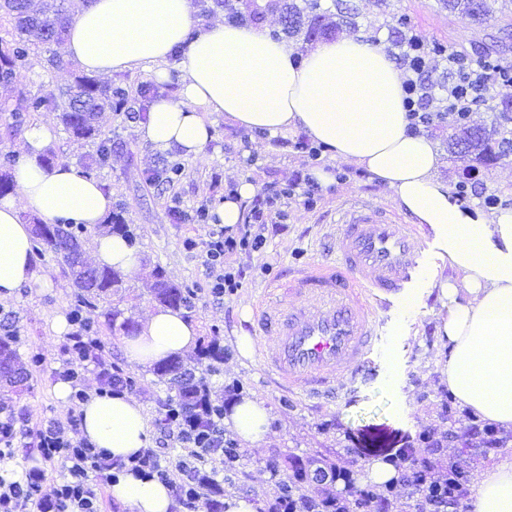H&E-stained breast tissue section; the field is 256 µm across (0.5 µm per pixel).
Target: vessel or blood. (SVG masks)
Instances as JSON below:
<instances>
[{"mask_svg": "<svg viewBox=\"0 0 512 512\" xmlns=\"http://www.w3.org/2000/svg\"><path fill=\"white\" fill-rule=\"evenodd\" d=\"M332 261L287 270V286L259 304L255 355L281 390L325 398L362 378L379 349L387 314L415 288L425 245L410 224L360 200L337 210Z\"/></svg>", "mask_w": 512, "mask_h": 512, "instance_id": "vessel-or-blood-1", "label": "vessel or blood"}]
</instances>
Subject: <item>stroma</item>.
I'll use <instances>...</instances> for the list:
<instances>
[{"label":"stroma","instance_id":"stroma-1","mask_svg":"<svg viewBox=\"0 0 512 512\" xmlns=\"http://www.w3.org/2000/svg\"><path fill=\"white\" fill-rule=\"evenodd\" d=\"M345 2L352 17L348 23L340 22L333 0H321L317 21L320 39L365 34L390 52L402 33L411 28L422 35L425 48L451 45L471 57L512 62V49L499 42L501 21L469 23L449 13L441 0ZM388 17L393 18V26H385ZM182 55V48L172 49L165 64L169 78L164 82L156 81L148 67L116 72L103 79L105 85L125 88L135 101V116L118 112L103 116L100 127L112 139V155L97 179L113 203L123 206L126 221L136 235L134 251L140 262L138 273L127 277L123 296L109 297L107 303L119 305L126 315L141 320L146 310L156 305L150 292L152 271L162 268L169 280L195 291L192 319L200 337L215 331L224 345L223 364L206 375L212 396L225 399L227 385L235 384L239 396L257 398L269 408L266 444L243 448L237 474L221 482L224 496H243L259 507H267L279 495L281 477L287 474L292 457L303 462L320 458L337 461L348 448L374 451L411 442L417 458H427L423 435L430 431L439 437L448 433L445 403L449 394L441 373L448 358V341L437 333L436 301L427 285L416 290L423 298V307L411 309L402 304L390 311L384 327L386 343L375 359L373 375L328 401L282 392L258 361L241 359L235 345L236 334L247 325L245 313L252 311L270 283L284 271L324 256L336 209L342 202L358 197L382 205L390 217L406 224L411 223V216L398 209L385 186L333 159L330 152H323L322 169L348 171V178L321 186L315 209L290 204L287 223L266 228L263 255H231L229 265L244 271L243 285L235 293L214 297L202 265L209 227L196 222L197 209L214 210L243 181L258 189L286 181L304 170L306 159L292 148L275 144L272 136L231 126L223 115L214 113L207 118L213 138L204 149V160L182 159L181 177L167 182L164 163L181 159L179 151L156 150L138 136L137 129L143 122V112L149 111L155 98L176 96ZM48 57V52L38 51L32 57L31 68L15 83L0 85V106L14 103L23 91L56 93L73 85L79 67L70 60L52 67ZM46 117L55 122V138L49 145L55 164L76 169L95 154L96 141L68 135L58 122V112L38 113L34 119L39 122ZM471 185L467 202L474 208L485 209L484 199L490 194L512 199V155L480 169ZM34 262L37 274L49 278L51 287L29 284L14 297L0 300V333L9 330L15 334L17 367L28 378L23 390L0 388V406L12 409L22 434L10 460L20 474L43 464L37 433L47 421L65 418L70 408L53 391L67 356L66 338L55 334L51 322L56 314H70L75 289L68 267L52 250H44ZM99 340L106 360L134 381L130 394L149 415L150 448L158 454L161 465L171 467L185 459L183 448L167 440L159 424L168 395L166 384L151 367L129 362L122 332L103 329ZM46 467L42 491L49 494L68 480L69 473L61 461Z\"/></svg>","mask_w":512,"mask_h":512}]
</instances>
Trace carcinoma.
Instances as JSON below:
<instances>
[{"instance_id": "cac0c4a2", "label": "carcinoma", "mask_w": 512, "mask_h": 512, "mask_svg": "<svg viewBox=\"0 0 512 512\" xmlns=\"http://www.w3.org/2000/svg\"><path fill=\"white\" fill-rule=\"evenodd\" d=\"M448 10L475 23L496 19V13L512 12V0H444ZM11 25L14 34L12 40L5 44L0 39V82L10 84L18 73L30 65V55L39 46L54 47L50 62H63V33L68 24L64 0H3L0 3V25ZM46 110H57L65 130L77 139H99L101 130L98 126L99 114L111 112H131L134 110L132 100L119 87L102 85L97 79L81 75L69 90L55 96L32 95L22 93L13 106L3 105L1 112H11L24 123L26 117ZM448 135V152L470 162L490 167L501 154L498 146L508 140L507 132L496 126L491 129H474L464 123L450 125ZM111 147L108 141L100 139L96 155L82 163V174L91 176L108 162ZM113 232L124 237L128 246L135 244L136 235L129 225L124 223L122 212L108 217ZM87 231L84 225L62 219L54 226V233L44 237L38 226H33V239L37 244H45L59 254L65 264H70V257L79 248V237ZM75 293V313L96 310L99 302L110 296L122 293L125 288V274L109 267H87L70 270ZM152 295L161 305L184 309L191 313L194 308L189 292L169 281L161 270L153 274ZM104 324L113 330L128 334L135 333V321L124 316L116 307L102 313ZM15 336H0V382L12 387L16 384L12 372L16 367L17 353L13 348ZM198 361L206 364L205 371L215 370V364L224 361V347L216 337H211L198 350ZM153 373L167 381L170 395L167 407H175L187 415H196L197 434L201 435L210 428L211 419L217 410L211 399L210 390L204 377L183 369L180 361L171 359L155 365ZM287 480L288 502L292 503L305 493L312 491L314 482L309 477V466L296 458L289 460ZM332 474V480L338 481L346 488H351L362 501L379 497L368 487L355 484L352 474L334 462L324 464L318 476Z\"/></svg>"}]
</instances>
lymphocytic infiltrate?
Instances as JSON below:
<instances>
[{
    "label": "lymphocytic infiltrate",
    "mask_w": 512,
    "mask_h": 512,
    "mask_svg": "<svg viewBox=\"0 0 512 512\" xmlns=\"http://www.w3.org/2000/svg\"><path fill=\"white\" fill-rule=\"evenodd\" d=\"M423 40L417 33H405L398 43L397 60L403 70V104L410 130L425 134L450 122L468 119L474 104L485 96L491 87L512 83V63L461 56L453 47H439L433 56H425ZM446 65L454 78L447 84H435L429 78L430 71ZM318 188L310 174L296 173L282 183L266 185L250 218L239 225L237 234H226L224 229L210 230L204 265L211 280V290L216 297L237 290L242 273L227 266V258L236 252L249 254L261 252L266 244L264 230L267 225L282 219L283 205L299 202L310 205ZM65 352L70 360L93 363L97 369L98 395L109 396L123 392L124 385L100 354L91 350L81 330H73L67 336ZM76 414H68L66 420H52L38 432V448L45 462L63 460L70 478L56 487L52 494L42 492L45 474L38 467L25 471L20 480L5 482L0 479V512H97V492L89 481L90 474H108L143 471L169 484L175 497L188 512H211L214 496L219 489L202 466L213 460L219 451L231 447L225 439L222 424H214L206 443L193 438L191 421L179 410L166 411L162 420L163 430L177 439L188 456L197 460L195 468L177 466L170 470L161 467L155 452L145 451L129 462H114L104 451L92 446L87 440L74 441L65 438L66 426L75 425ZM391 463L397 472L412 476L426 491V512H448V483L433 477L435 467L447 464L445 448H438L432 460L418 465L415 451L411 448H394L390 451Z\"/></svg>",
    "instance_id": "1"
}]
</instances>
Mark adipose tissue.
<instances>
[{
  "label": "adipose tissue",
  "instance_id": "obj_1",
  "mask_svg": "<svg viewBox=\"0 0 512 512\" xmlns=\"http://www.w3.org/2000/svg\"><path fill=\"white\" fill-rule=\"evenodd\" d=\"M193 25L190 0H90L67 29L66 52L89 74L152 65L164 81L163 63L176 45H185L177 97L156 99L138 130L158 150L200 156L212 138L205 117L216 112L272 136L304 133L334 159L385 185L401 211L428 225L453 272L449 278L429 274L446 310L439 330L451 347L444 369L451 393L489 425L512 429V212L490 222L453 198L439 174L434 140L407 129L395 60L365 35L320 42L299 61L262 28L218 21L196 33ZM53 138L48 124L27 131L26 160L13 176L17 192L0 198V300L27 284L51 285L36 276L22 209L46 223L64 218L92 229L111 205L97 180L70 167L40 165ZM90 248L97 265L128 275L139 270L120 236H96ZM197 336V325L182 311L160 306L126 339V355L151 365L188 353ZM224 424L242 444L257 448L269 433L270 413L262 401L244 398ZM81 435L126 461L149 447L151 426L134 398L94 396L81 408ZM112 497L131 512H171L174 505L167 484L132 474L113 484ZM469 506L471 512H512L511 460L481 471Z\"/></svg>",
  "mask_w": 512,
  "mask_h": 512
}]
</instances>
